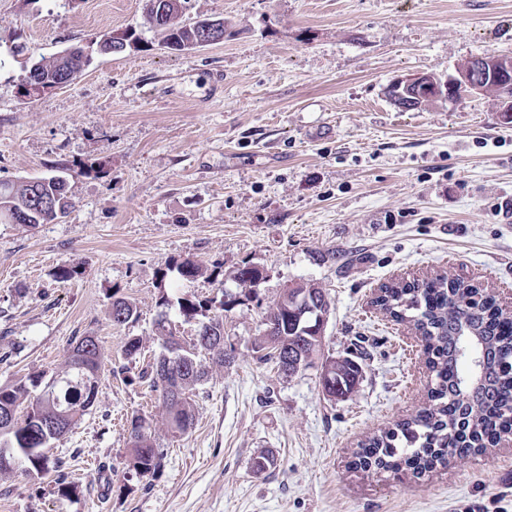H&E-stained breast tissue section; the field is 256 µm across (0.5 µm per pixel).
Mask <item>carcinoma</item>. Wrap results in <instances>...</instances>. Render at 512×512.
<instances>
[{"instance_id":"carcinoma-1","label":"carcinoma","mask_w":512,"mask_h":512,"mask_svg":"<svg viewBox=\"0 0 512 512\" xmlns=\"http://www.w3.org/2000/svg\"><path fill=\"white\" fill-rule=\"evenodd\" d=\"M174 6L157 31L161 46L175 51L193 40L192 23L182 19L185 0H173ZM91 61L85 48L75 46L69 53H57L35 61L28 71L29 83L45 86L72 82ZM73 205L70 183L62 176L42 177L34 187L27 180H0V222L19 218L31 227L50 224L65 216ZM180 277L191 281L203 275L202 267L187 258L176 265ZM263 279L257 266H243L235 273L236 293H224L220 313L209 315L214 300L197 296L183 297L180 312L187 318L204 317L190 345H182L165 319L157 321V337L164 353L148 373L151 387L160 391L166 409L167 427L174 434L193 428L195 410L190 394L207 377L198 360L205 350L214 363H231L224 350V314L252 298ZM375 303L397 322L412 325L424 342L426 364L431 373L428 403L414 414L397 421L380 435L361 445L356 465L377 473L420 475L452 458L464 459L493 445L500 433L512 428V312L496 305L477 286L460 278L438 276L429 280L405 282L381 289ZM115 325L135 319L137 311L123 298L112 301L110 312ZM265 321L277 325L275 336L263 335L254 342L260 359L275 367L285 360L302 357L307 368L320 351L322 337L309 328L316 324L310 313L291 310L288 295H283L266 314ZM474 336L484 353H473L467 360L459 351L461 337ZM484 357V379L461 399L476 360ZM102 356L98 339L81 336L70 348L66 369L48 381L38 375L0 386V411L10 409V419H0V451L8 445L21 449L15 455L16 466L25 472L44 473L60 468L51 458V443L66 435L93 407L97 393ZM361 366L351 362L343 376L334 380L344 396L351 395L359 383ZM41 388L29 404L30 389ZM129 463L142 476L154 475L162 467L164 451L155 447L146 419L135 415L130 420Z\"/></svg>"}]
</instances>
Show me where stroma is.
Returning a JSON list of instances; mask_svg holds the SVG:
<instances>
[{"label": "stroma", "instance_id": "1", "mask_svg": "<svg viewBox=\"0 0 512 512\" xmlns=\"http://www.w3.org/2000/svg\"><path fill=\"white\" fill-rule=\"evenodd\" d=\"M183 17L223 20L224 42L170 52L145 0H0V179L64 168L75 195L60 221L0 223V385L61 371L79 336L102 354L94 407L52 445L72 493L56 472L17 470L0 476V512H512V447L417 478L352 466L430 383L415 332L374 304L382 286L448 273L512 309V121L489 94L411 112L385 94L512 58V0H187ZM127 27L146 48L21 97L39 57ZM187 258L202 277L179 276ZM246 264L264 278L224 320L235 360L210 365L193 428L172 436L139 377L162 352L156 323L190 343L198 322L178 298L235 291ZM298 283L322 287L331 313L321 357L288 378L253 347ZM117 297L138 311L122 326ZM132 337L140 353L114 375ZM328 355L362 367L348 398L323 391ZM135 415L164 450L152 476L127 465ZM263 450L277 462L258 472Z\"/></svg>", "mask_w": 512, "mask_h": 512}]
</instances>
